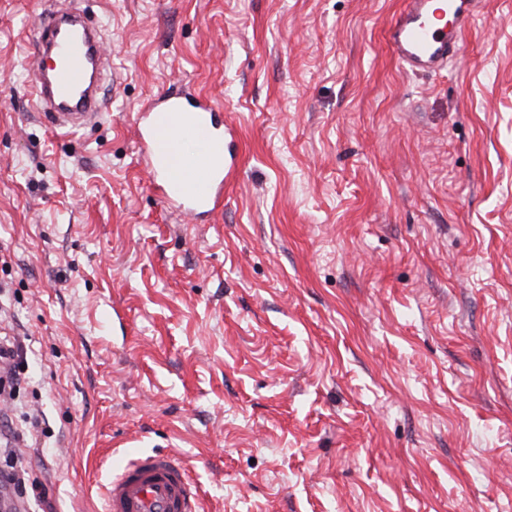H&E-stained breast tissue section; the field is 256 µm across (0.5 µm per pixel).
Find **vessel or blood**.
Wrapping results in <instances>:
<instances>
[{"label": "vessel or blood", "mask_w": 512, "mask_h": 512, "mask_svg": "<svg viewBox=\"0 0 512 512\" xmlns=\"http://www.w3.org/2000/svg\"><path fill=\"white\" fill-rule=\"evenodd\" d=\"M478 0H406L387 24L386 38L402 68L413 74L447 68L459 54ZM40 40L57 63L30 68L37 108L52 109L56 129L72 132L99 108L92 71L107 56L102 37L86 20L67 25L50 13L38 21ZM139 148L151 182L178 215L213 214L224 201V120L208 99L160 96L138 114ZM105 512H201V497L176 456L144 450L115 465L103 491Z\"/></svg>", "instance_id": "b4317fda"}]
</instances>
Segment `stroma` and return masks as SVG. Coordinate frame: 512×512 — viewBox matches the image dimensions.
I'll list each match as a JSON object with an SVG mask.
<instances>
[{
	"label": "stroma",
	"mask_w": 512,
	"mask_h": 512,
	"mask_svg": "<svg viewBox=\"0 0 512 512\" xmlns=\"http://www.w3.org/2000/svg\"><path fill=\"white\" fill-rule=\"evenodd\" d=\"M106 108L75 133L23 68L49 0H0V324L29 338L0 469L100 512L126 448L204 512H512V0L403 70L402 0H82ZM189 92L233 173L175 214L137 112Z\"/></svg>",
	"instance_id": "1"
}]
</instances>
